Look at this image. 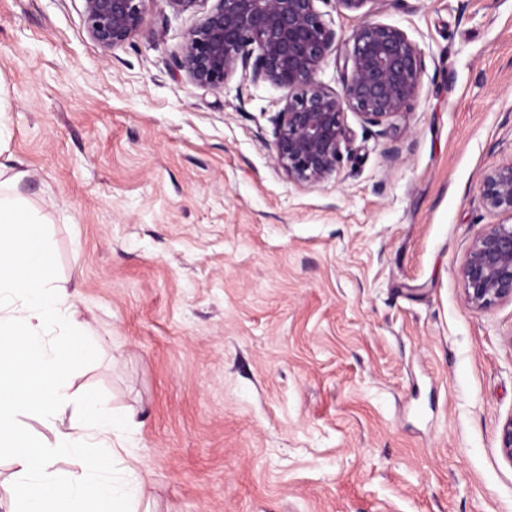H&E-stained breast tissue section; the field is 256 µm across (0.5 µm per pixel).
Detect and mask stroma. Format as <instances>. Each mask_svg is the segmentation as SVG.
Here are the masks:
<instances>
[{"mask_svg": "<svg viewBox=\"0 0 512 512\" xmlns=\"http://www.w3.org/2000/svg\"><path fill=\"white\" fill-rule=\"evenodd\" d=\"M424 53L386 134L313 187L272 159L284 92L191 82L195 19L152 0L111 51L83 0H0V162L93 348L74 392L132 417L150 512H512V301L459 264L512 161V0H393ZM397 149L390 157L389 149Z\"/></svg>", "mask_w": 512, "mask_h": 512, "instance_id": "1", "label": "stroma"}]
</instances>
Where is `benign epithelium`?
<instances>
[{"instance_id":"benign-epithelium-1","label":"benign epithelium","mask_w":512,"mask_h":512,"mask_svg":"<svg viewBox=\"0 0 512 512\" xmlns=\"http://www.w3.org/2000/svg\"><path fill=\"white\" fill-rule=\"evenodd\" d=\"M91 40L105 51L142 32L151 0H83ZM178 15H200L185 33L176 67L195 84L222 90L240 72L254 84L285 91L272 117V157L288 179L314 185L336 171L349 138L345 114L380 126L408 108L422 86L423 52L407 33L370 20L376 0H333L362 12L350 34L337 33L318 0H163ZM344 51L342 91L318 79L333 53ZM493 215L512 219V162L489 171L479 187ZM466 305L476 311L512 301V225L491 224L474 239L458 267Z\"/></svg>"}]
</instances>
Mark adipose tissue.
<instances>
[{
    "label": "adipose tissue",
    "mask_w": 512,
    "mask_h": 512,
    "mask_svg": "<svg viewBox=\"0 0 512 512\" xmlns=\"http://www.w3.org/2000/svg\"><path fill=\"white\" fill-rule=\"evenodd\" d=\"M40 222L21 198L0 193V456L13 468L10 512H138L147 485L119 464L120 426L99 396L71 390L87 328L49 272L53 243ZM33 416L54 440L30 433ZM69 453L79 477L55 467Z\"/></svg>",
    "instance_id": "adipose-tissue-1"
}]
</instances>
